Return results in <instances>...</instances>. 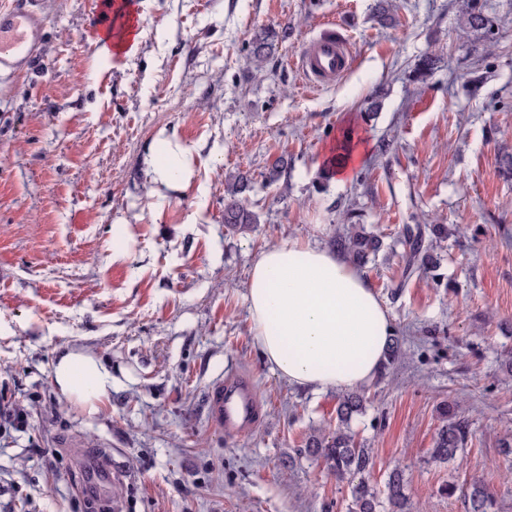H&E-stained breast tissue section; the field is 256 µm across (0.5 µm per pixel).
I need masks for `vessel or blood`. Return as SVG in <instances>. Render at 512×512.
<instances>
[{
	"label": "vessel or blood",
	"instance_id": "obj_1",
	"mask_svg": "<svg viewBox=\"0 0 512 512\" xmlns=\"http://www.w3.org/2000/svg\"><path fill=\"white\" fill-rule=\"evenodd\" d=\"M137 19L130 8L97 0L92 31L107 38L113 26L127 28ZM46 25L37 0H19L12 8L0 10V72H21L36 61V47ZM297 65L310 84L333 81L349 67L344 44L324 37L310 42L300 52ZM209 415L213 424L228 433H239L253 426L259 415L254 389L244 378L229 377L215 384L210 392Z\"/></svg>",
	"mask_w": 512,
	"mask_h": 512
}]
</instances>
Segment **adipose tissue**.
Segmentation results:
<instances>
[{
    "label": "adipose tissue",
    "instance_id": "ef3b65f1",
    "mask_svg": "<svg viewBox=\"0 0 512 512\" xmlns=\"http://www.w3.org/2000/svg\"><path fill=\"white\" fill-rule=\"evenodd\" d=\"M188 151L172 138L157 140L148 159L156 181L187 187ZM248 309L263 358L288 383L315 391L371 383L383 365L392 320L364 274L344 254L291 237L255 257ZM60 392L97 408L112 390V374L79 351L57 358Z\"/></svg>",
    "mask_w": 512,
    "mask_h": 512
}]
</instances>
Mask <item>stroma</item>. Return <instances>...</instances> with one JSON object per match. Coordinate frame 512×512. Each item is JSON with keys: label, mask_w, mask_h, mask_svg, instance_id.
<instances>
[{"label": "stroma", "mask_w": 512, "mask_h": 512, "mask_svg": "<svg viewBox=\"0 0 512 512\" xmlns=\"http://www.w3.org/2000/svg\"><path fill=\"white\" fill-rule=\"evenodd\" d=\"M133 2L136 48L101 63L95 0H41L35 69L0 72V404L24 415L0 419V512H347L348 483L298 453L335 424L338 393L270 369L246 295L256 253L296 236L330 246L349 214L383 238L363 273L402 352L351 422L372 486L397 467L410 512H467L476 478L512 512V0H486L490 33L463 29L458 0H392L387 26L376 0ZM285 26L255 66L254 35ZM329 27L352 64L317 89L294 61ZM425 54L440 63L413 82ZM348 127L363 158L324 178ZM162 133L194 176L149 207ZM238 171L259 221L234 233ZM432 221L448 227L436 273L402 283L401 231ZM68 350L112 372L97 411L55 386ZM234 373L262 416L229 435L207 397ZM445 405L472 433L450 464L430 456ZM101 448L112 482L91 499L82 453ZM250 180L244 174L230 175L224 192V224L233 231H244L257 224V216L246 206L243 194L249 189Z\"/></svg>", "instance_id": "obj_1"}]
</instances>
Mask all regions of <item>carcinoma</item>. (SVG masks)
<instances>
[{"label":"carcinoma","mask_w":512,"mask_h":512,"mask_svg":"<svg viewBox=\"0 0 512 512\" xmlns=\"http://www.w3.org/2000/svg\"><path fill=\"white\" fill-rule=\"evenodd\" d=\"M460 13L463 24L471 30H489L492 19L485 13L481 0H460ZM276 33L268 32L256 40L252 54L255 62L261 64L267 57ZM436 60L431 56L421 58L413 68L412 78L423 82L434 70ZM250 180L239 173L229 176L224 192V224L233 231H243L257 223V216L246 206L243 194L249 189ZM448 237V229L443 224H429L423 228L403 229L406 250V277L416 272L427 273L438 265L433 247L425 245L426 239L441 240ZM336 249L346 253L357 266L366 265L370 257L381 250L382 237L366 230L364 226L351 225L350 231L336 238ZM366 398L358 390H348L339 395L336 405V426L317 429L308 437L304 448L305 457L324 461L331 473L340 481L351 485V504L349 512H378L380 501L377 492L370 485L368 474L372 465L371 449L356 442L350 429L353 416L363 412ZM471 435L469 424L461 420L445 406L441 411V425L433 440L431 458L448 463L456 461L459 451L467 444ZM388 512H408V497L402 471L392 469L386 482ZM469 512H495L496 501L484 483L479 479L471 481L467 492Z\"/></svg>","instance_id":"carcinoma-1"}]
</instances>
